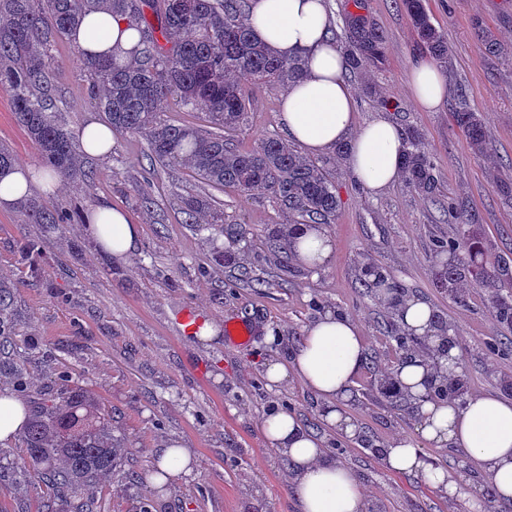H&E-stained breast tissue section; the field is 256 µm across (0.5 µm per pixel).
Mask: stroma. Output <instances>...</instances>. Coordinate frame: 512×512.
<instances>
[{"label":"stroma","mask_w":512,"mask_h":512,"mask_svg":"<svg viewBox=\"0 0 512 512\" xmlns=\"http://www.w3.org/2000/svg\"><path fill=\"white\" fill-rule=\"evenodd\" d=\"M425 4L451 49L445 100L432 112L415 107L407 86L420 54L415 33L395 0H366L386 36V63L350 78L356 121L385 117L420 127L444 196L479 213L492 256L512 259V202L493 185L498 166H512V0ZM478 21L503 41L505 52L486 54L474 32ZM52 58L62 71L54 100L59 119L73 132L103 120L78 64V49L62 39ZM368 85L377 97L365 93ZM459 90L482 115L497 164L476 156L455 126ZM381 95L392 107L378 103ZM280 102L278 89L254 90L252 113L233 135L234 147L248 150L268 134H283ZM0 144L11 149L17 164L41 163L3 91ZM146 152L142 137L114 133L109 156H83L82 172L60 180L55 192L32 191L51 210L84 214L102 201L124 209L142 229L138 252L127 262L102 256L80 224L29 223L23 203L0 209V281L12 288L13 325L0 347V393L16 391V369L28 379L23 400L44 392H85L125 448L112 479L92 489L102 512H299L285 482L289 462L267 448L261 431L263 415L276 408L297 414L326 448L343 447V462L379 512H472L466 498L448 500L420 477L390 471L363 442L338 443L310 390L295 379L267 388L252 359L258 350L287 359L323 309L345 313L360 324L367 353L351 387L349 414L365 439L378 442L396 434L418 439L417 420L371 389L375 372L394 361L396 344L377 326L384 311L380 296L356 283L354 259L363 251L447 320L458 339L460 372L473 393L512 400V390L504 391L500 382L512 375V326L494 319L485 287L468 284L462 301L455 302L434 285L433 243L452 233L436 206L399 184L370 194L349 180L346 161H337L333 175L340 206L328 227L332 261L314 271L294 259L277 268L268 262L277 243L273 232L289 217L271 196L228 188L220 195L223 232L186 223L183 200L205 194L204 185L181 166H160L145 175ZM145 192L153 199L148 210L140 204ZM32 238L41 246L34 267L21 254ZM225 253L246 255L266 287L243 286L237 270L222 264ZM188 313L200 326L241 320L253 327L254 338L233 347L220 334L198 339L182 325ZM176 440L191 449L194 470L154 487L148 476L155 461ZM29 467L21 436L0 442V512H42L49 493L28 476ZM131 470L140 483L129 482Z\"/></svg>","instance_id":"obj_1"}]
</instances>
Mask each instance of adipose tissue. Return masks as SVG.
Segmentation results:
<instances>
[{"mask_svg": "<svg viewBox=\"0 0 512 512\" xmlns=\"http://www.w3.org/2000/svg\"><path fill=\"white\" fill-rule=\"evenodd\" d=\"M247 22L256 38L278 56H300L306 62L303 76L281 98L279 119L289 140L312 155L345 145L350 177L370 193L396 184L405 148L403 131L385 118L357 124L356 100L344 77L342 54L329 32L323 0H252ZM70 38L84 53L128 60L139 42L127 18L103 9L87 12ZM409 87L418 109L430 112L444 101L447 81L432 61L424 59L411 68ZM85 221V233L114 261L125 262L134 255L141 227L123 210L104 202ZM291 246L300 264L319 269L330 262L334 244L321 225L302 224L293 230ZM366 361L357 322L329 308L306 328L289 360L267 357L261 367L270 385L300 380L324 402V420L341 437L353 439L360 430L346 406L350 386ZM417 418L422 444L460 449L491 483L494 508L512 503V400L470 395L462 403L426 402ZM261 428L267 446L290 463L288 483L301 512H372V503L349 467L296 414L269 413ZM421 446L398 436L383 443L380 458L393 472L420 476L457 496V480L428 464Z\"/></svg>", "mask_w": 512, "mask_h": 512, "instance_id": "obj_1", "label": "adipose tissue"}]
</instances>
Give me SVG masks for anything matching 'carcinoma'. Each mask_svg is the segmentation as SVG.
Instances as JSON below:
<instances>
[{
    "instance_id": "1",
    "label": "carcinoma",
    "mask_w": 512,
    "mask_h": 512,
    "mask_svg": "<svg viewBox=\"0 0 512 512\" xmlns=\"http://www.w3.org/2000/svg\"><path fill=\"white\" fill-rule=\"evenodd\" d=\"M105 6L132 19L143 42L140 58L131 64L110 58H82L80 66L91 82V93L112 128L144 138L149 165H181L206 186L222 191L268 194L294 217L295 224H329L339 200L331 170L307 158L281 139L268 136L250 150L231 146L232 134L246 125L251 110L247 87L286 89L304 72L303 60H284L259 41L247 26V0H0V89L12 102L17 122L38 146L44 168L66 177L79 169V144L63 123L49 112L59 69L52 63L53 44L74 28L82 14ZM342 18L341 47L353 74L381 69L386 62L384 32L376 20L361 13L362 0H351ZM416 36L417 47L437 63L448 66V40L434 25L424 0H399ZM476 36L490 55L501 53L494 32L475 24ZM453 113L456 126L479 157L493 153L485 122L470 110L462 91ZM169 98L184 107L202 110L212 129L175 124L162 118L159 104ZM405 151L401 181L404 188L433 199L439 192L436 165L425 150L424 134L416 125L404 126ZM221 202L212 195L184 201L188 221L207 213L210 224L224 231ZM447 217L454 233L435 244L434 253L451 260L439 266L441 293L459 297V285L471 278L491 287L489 307L501 323L512 325V262L487 261L488 242L478 215L465 205L448 201ZM31 224H68L66 210L28 205ZM360 284L385 285L394 290L389 307L406 296L388 271L367 254H358ZM8 288L0 285V336L10 329ZM394 366L372 381L386 395L394 386ZM82 392L43 394L27 420L24 445L38 478L55 496L69 500L71 512H97L84 491L112 476L124 449L112 431L87 412Z\"/></svg>"
}]
</instances>
